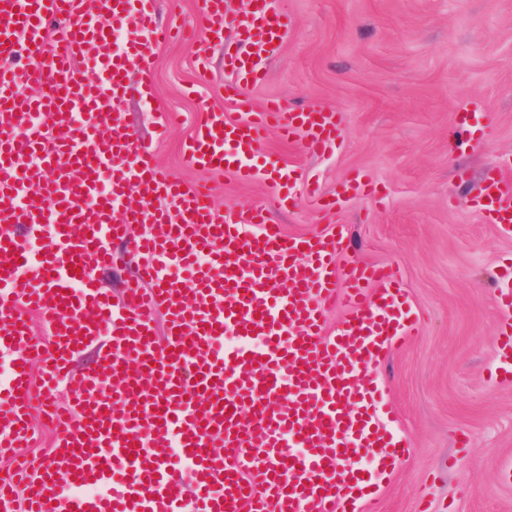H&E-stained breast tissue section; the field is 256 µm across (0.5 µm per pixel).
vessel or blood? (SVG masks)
I'll list each match as a JSON object with an SVG mask.
<instances>
[{
    "label": "vessel or blood",
    "instance_id": "b4317fda",
    "mask_svg": "<svg viewBox=\"0 0 512 512\" xmlns=\"http://www.w3.org/2000/svg\"><path fill=\"white\" fill-rule=\"evenodd\" d=\"M83 2L0 0V352L10 356L0 449H13L16 467L0 479V512H360L410 453L369 376L421 330L400 271L340 264L343 232L288 236L264 208L220 214L210 187L171 181L116 106L127 73H149L178 28L155 22V0H101L94 16ZM198 15V63L225 30L239 36L224 51L231 97L262 80L288 33L271 0L234 18L223 0H199ZM117 30L130 35L120 50ZM32 84L38 94L27 93ZM272 123L319 154L339 139L341 115L275 100L241 121L211 109L183 158L243 181L271 176L279 200L290 199L296 171L263 159ZM372 189L356 178L328 199L313 185L308 193L333 209ZM481 200L491 223L512 224V183L498 170ZM136 224L159 231L136 237ZM28 239L41 248L26 249ZM119 267L133 274L114 294L99 275ZM331 310L343 319L329 335ZM229 333L236 344L218 347ZM493 376L512 381L511 321ZM61 389L73 395L64 407ZM38 409L65 473L35 468L23 452Z\"/></svg>",
    "mask_w": 512,
    "mask_h": 512
}]
</instances>
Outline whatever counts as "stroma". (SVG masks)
Segmentation results:
<instances>
[{"label":"stroma","mask_w":512,"mask_h":512,"mask_svg":"<svg viewBox=\"0 0 512 512\" xmlns=\"http://www.w3.org/2000/svg\"><path fill=\"white\" fill-rule=\"evenodd\" d=\"M290 29L264 79L244 86L258 109H340L341 137L321 155L303 137L269 131L263 150L301 181L281 206L268 180L192 169L184 143L207 108L241 119L225 98L224 45L211 47L208 80L197 84L195 48L158 47L145 97L126 78L118 107L126 128L172 177L206 184L222 212L262 205L290 235L345 225L350 258L398 266L421 334L397 343L375 371L409 456L365 512H512V383L491 378L495 336L507 316L497 278L512 259V229L487 223L480 187L512 163V0H273ZM479 143L461 148L458 127ZM374 190L329 210L313 207L306 182L325 194L354 177ZM468 450L458 455L456 442Z\"/></svg>","instance_id":"35a3bbf8"}]
</instances>
